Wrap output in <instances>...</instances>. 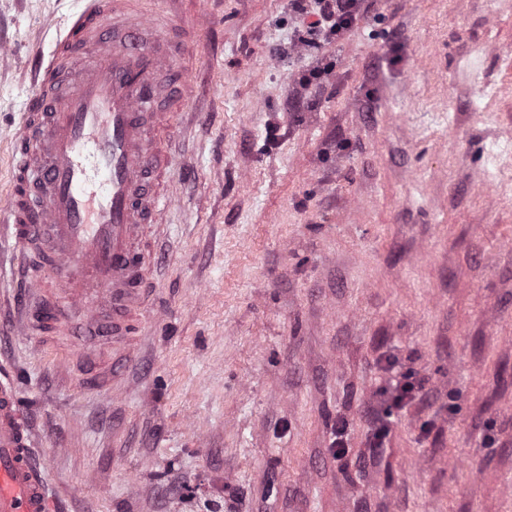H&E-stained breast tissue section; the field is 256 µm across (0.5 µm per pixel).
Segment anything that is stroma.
<instances>
[{"label": "stroma", "instance_id": "obj_1", "mask_svg": "<svg viewBox=\"0 0 512 512\" xmlns=\"http://www.w3.org/2000/svg\"><path fill=\"white\" fill-rule=\"evenodd\" d=\"M78 7L0 0V210L25 63ZM200 11L190 56L164 47L196 115L125 380L0 317L58 512H512V0H361L311 52L288 0L174 22ZM388 354L437 398L365 465Z\"/></svg>", "mask_w": 512, "mask_h": 512}]
</instances>
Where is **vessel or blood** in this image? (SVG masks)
Wrapping results in <instances>:
<instances>
[{"instance_id":"vessel-or-blood-1","label":"vessel or blood","mask_w":512,"mask_h":512,"mask_svg":"<svg viewBox=\"0 0 512 512\" xmlns=\"http://www.w3.org/2000/svg\"><path fill=\"white\" fill-rule=\"evenodd\" d=\"M142 0H82L59 30L55 50L38 61L11 153L13 200L0 218L32 291L18 312V333H51L68 352L88 342L112 349V363L85 366L93 387L117 383L142 335L151 262L142 230L163 232L176 199L150 192L169 166L155 132L174 131L191 113L181 97L159 112V75L166 68L156 40L169 29L167 9ZM0 512H53L35 461L33 433L6 365H0Z\"/></svg>"}]
</instances>
